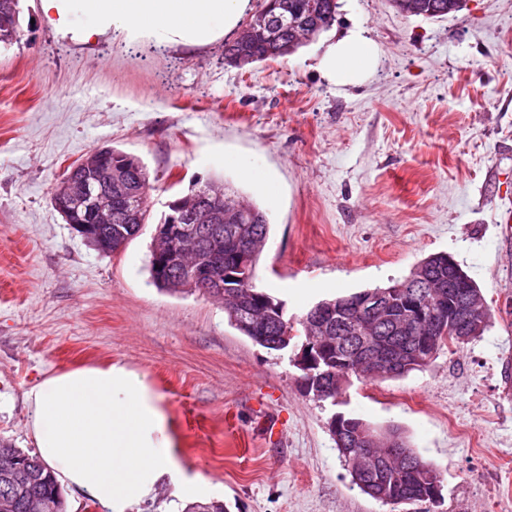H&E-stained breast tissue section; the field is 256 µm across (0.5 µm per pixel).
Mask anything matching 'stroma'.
Masks as SVG:
<instances>
[{"mask_svg":"<svg viewBox=\"0 0 512 512\" xmlns=\"http://www.w3.org/2000/svg\"><path fill=\"white\" fill-rule=\"evenodd\" d=\"M294 54L245 68L224 43H80L21 0L0 46V439L26 451V391L46 375L118 363L163 395L172 452L199 493L158 487L140 512H512V0L445 19L390 0H338ZM362 27L380 49L362 84L318 68ZM111 146L146 165L150 218L119 253L89 247L51 195L71 163ZM261 170L274 197L245 181ZM218 181L267 215L256 284L288 317L407 276L448 253L484 294L487 331L410 374L352 380L336 405L305 395L288 352L255 345L220 304L150 278L176 196ZM344 414L399 427L443 478L435 502L380 503L351 481L328 429Z\"/></svg>","mask_w":512,"mask_h":512,"instance_id":"1","label":"stroma"}]
</instances>
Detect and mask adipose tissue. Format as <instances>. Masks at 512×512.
Segmentation results:
<instances>
[{
	"label": "adipose tissue",
	"instance_id": "ef3b65f1",
	"mask_svg": "<svg viewBox=\"0 0 512 512\" xmlns=\"http://www.w3.org/2000/svg\"><path fill=\"white\" fill-rule=\"evenodd\" d=\"M250 0H41L54 29L88 42L199 47L234 30ZM380 49L362 28L328 46L318 67L338 86L367 80ZM28 431L60 485L101 512H132L162 481L185 492L195 482L179 467L157 395L144 376L117 364L52 373L26 393Z\"/></svg>",
	"mask_w": 512,
	"mask_h": 512
}]
</instances>
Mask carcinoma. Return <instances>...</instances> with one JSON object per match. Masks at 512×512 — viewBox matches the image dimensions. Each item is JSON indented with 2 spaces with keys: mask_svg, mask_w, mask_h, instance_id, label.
I'll return each mask as SVG.
<instances>
[{
  "mask_svg": "<svg viewBox=\"0 0 512 512\" xmlns=\"http://www.w3.org/2000/svg\"><path fill=\"white\" fill-rule=\"evenodd\" d=\"M459 0H421V17L425 19L444 18L457 12ZM336 0H281L274 13L296 12L302 17L311 16L315 19V33L327 30L336 19ZM305 38L296 30L270 31L257 38L251 52L256 54L253 62L277 59L296 52ZM112 169L127 177L132 184V193L119 202L117 212L112 215V223L105 225L101 236L90 241V245L100 253L112 254L121 249L129 241L137 237L141 229L127 223L125 213L132 211L141 215L142 220L149 218L148 195L151 189L146 168L141 161L125 152L112 150ZM208 190L213 194H221L224 200L241 211L234 214L224 224L219 241L208 245L207 240L198 243L200 254L212 259L220 267L237 265L239 252L249 248V264L242 272L244 278L235 282V288L227 291L223 288H210L203 295L215 300L224 308V315L240 333L251 336L253 312L264 307L275 314L285 309L283 301L257 288L255 284L257 264L269 234V223L266 214L251 201L236 195L228 188L217 183H208L198 191ZM158 247L175 254L172 278L158 288L171 293H189L191 284L189 271L182 266L179 245L162 242ZM448 282V254H431L419 261L409 274L389 284L391 288L407 287L393 298L390 317L379 322L376 336L379 337L383 349L405 346L412 348L405 334L400 331L395 321L407 303V293L419 292L418 285L423 278ZM360 293L324 300L322 304L343 307V313L331 323L330 335L334 345L328 347L323 370L336 374L340 369L350 375L361 374L366 379L373 375L366 372L362 359L355 348L360 333L363 317L358 315L357 300ZM342 352L345 364L336 367V352ZM430 482L426 472L419 469L418 464L408 466L401 471H390L385 463L372 475V484L360 491L383 504H401L416 502L428 492ZM45 498L52 504L51 512H66L65 500L60 485L52 471L46 467L37 455L25 451L0 440V512H41L37 501Z\"/></svg>",
  "mask_w": 512,
  "mask_h": 512,
  "instance_id": "carcinoma-1",
  "label": "carcinoma"
}]
</instances>
